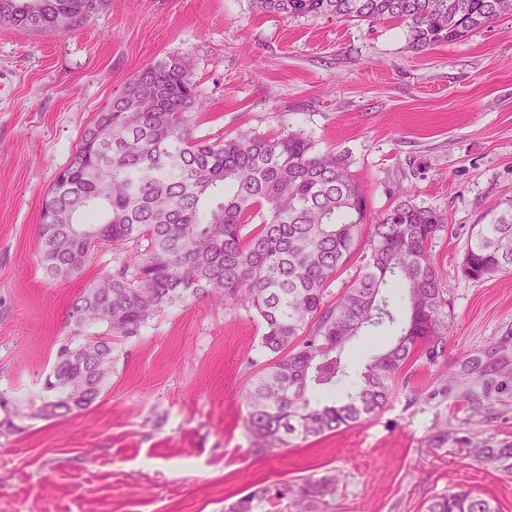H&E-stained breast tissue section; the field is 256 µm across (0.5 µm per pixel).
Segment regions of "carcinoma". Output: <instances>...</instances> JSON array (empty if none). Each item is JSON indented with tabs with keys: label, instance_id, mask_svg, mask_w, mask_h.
I'll return each instance as SVG.
<instances>
[{
	"label": "carcinoma",
	"instance_id": "1",
	"mask_svg": "<svg viewBox=\"0 0 512 512\" xmlns=\"http://www.w3.org/2000/svg\"><path fill=\"white\" fill-rule=\"evenodd\" d=\"M112 0H0V24L67 34ZM288 18L396 21L412 48L461 39L512 12V0H252ZM189 64L150 63L95 114L42 207L38 256L46 277L64 282L107 245L130 260L90 283L68 311L72 357L58 346L40 415L90 407L117 363L116 344L136 338L164 310L211 298L253 312L271 362L246 392L254 451L273 455L293 437L352 426L384 408L415 358L445 356L448 299L432 260L441 215L401 194L371 223L363 187L332 154L300 133L267 138L194 135L203 111ZM253 229H248V225ZM362 266L336 300L327 292L357 249ZM473 281L512 272V201L473 225L462 266ZM384 326L395 338L364 363L350 346ZM352 388L340 403L313 397ZM512 471V448H477ZM338 478L283 482L238 498L228 512H263L270 496L300 512H324ZM424 512H498L468 489L430 499Z\"/></svg>",
	"mask_w": 512,
	"mask_h": 512
}]
</instances>
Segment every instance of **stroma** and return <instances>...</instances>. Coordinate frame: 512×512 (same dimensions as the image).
Instances as JSON below:
<instances>
[{
  "label": "stroma",
  "instance_id": "35a3bbf8",
  "mask_svg": "<svg viewBox=\"0 0 512 512\" xmlns=\"http://www.w3.org/2000/svg\"><path fill=\"white\" fill-rule=\"evenodd\" d=\"M192 66L199 137L304 134L381 217L401 192L436 210L431 247L452 318L444 358L402 371L352 428L253 452L244 393L270 357L246 308H169L118 344L101 397L42 416L72 300L126 254L97 249L63 284L37 243L43 200L85 126L154 61ZM512 200V14L424 51L404 26L286 18L249 0H112L69 34L0 26V512H224L283 482L337 475L331 512H422L466 487L512 512V273L462 271L471 227Z\"/></svg>",
  "mask_w": 512,
  "mask_h": 512
}]
</instances>
